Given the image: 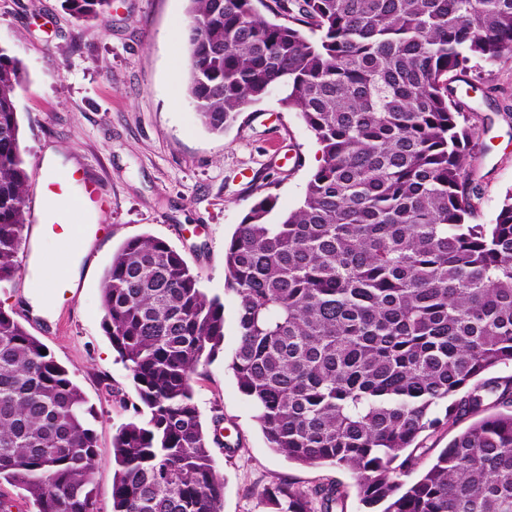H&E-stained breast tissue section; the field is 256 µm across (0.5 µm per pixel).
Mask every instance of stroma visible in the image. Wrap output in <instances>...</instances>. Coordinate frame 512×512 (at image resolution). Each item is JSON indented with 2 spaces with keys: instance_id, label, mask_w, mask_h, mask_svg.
Wrapping results in <instances>:
<instances>
[{
  "instance_id": "stroma-1",
  "label": "stroma",
  "mask_w": 512,
  "mask_h": 512,
  "mask_svg": "<svg viewBox=\"0 0 512 512\" xmlns=\"http://www.w3.org/2000/svg\"><path fill=\"white\" fill-rule=\"evenodd\" d=\"M62 0H0V47L22 68L16 108L27 165L25 271L0 290L15 312L80 387L98 416L94 471L100 512L112 506V438L133 415L129 370L103 329L100 285L113 252L149 234L178 250L207 293L224 295V351L193 383L203 420L223 414L212 446L224 480L223 512H265L260 491L279 479L302 489L332 482L345 496L336 512H365L354 475L341 467L304 466L268 448L254 411L228 367L235 344L232 295L224 294V244L252 203L276 196V214L298 207L321 163L313 134L277 94L249 105L223 133L210 132L187 94H176L187 69L185 42L170 36L187 22V0H112L104 20L82 23ZM483 94L469 123L476 132L470 170L480 195L471 223H493L512 191V55L474 62ZM53 150L86 168L108 208L98 215L89 256L71 288L51 289L49 305L32 303L29 265L53 264L54 236L36 221L45 193L43 162Z\"/></svg>"
}]
</instances>
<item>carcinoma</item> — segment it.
Listing matches in <instances>:
<instances>
[{
    "label": "carcinoma",
    "mask_w": 512,
    "mask_h": 512,
    "mask_svg": "<svg viewBox=\"0 0 512 512\" xmlns=\"http://www.w3.org/2000/svg\"><path fill=\"white\" fill-rule=\"evenodd\" d=\"M188 2L186 91L203 125L222 133L277 90L322 151L297 209L273 221L266 195L224 244L230 368L268 447L351 471L380 512H512V376L485 377L512 365V194L495 223L468 222L476 83L448 78L512 54V0ZM63 6L102 20L112 0ZM21 81L0 48V285L21 272L26 224ZM101 306L137 396L113 437L111 512H223L192 383L224 351V297L141 235L113 253ZM44 349L0 306V482L36 512H100L97 413ZM463 415L479 419L403 482L416 457L401 453ZM342 497L333 483L261 493L267 512H334Z\"/></svg>",
    "instance_id": "cac0c4a2"
}]
</instances>
